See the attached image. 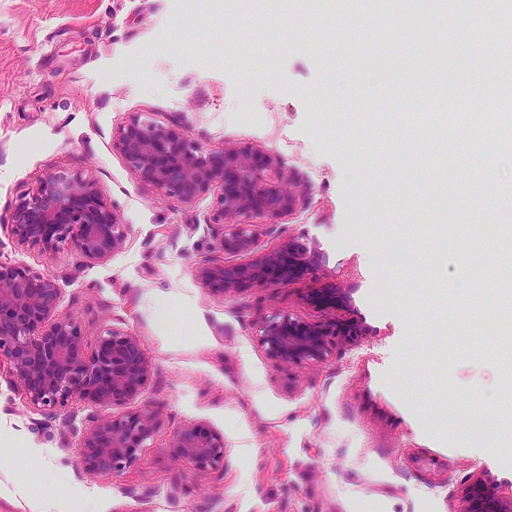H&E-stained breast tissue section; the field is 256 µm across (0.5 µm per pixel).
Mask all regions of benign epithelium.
Returning a JSON list of instances; mask_svg holds the SVG:
<instances>
[{
	"instance_id": "benign-epithelium-1",
	"label": "benign epithelium",
	"mask_w": 512,
	"mask_h": 512,
	"mask_svg": "<svg viewBox=\"0 0 512 512\" xmlns=\"http://www.w3.org/2000/svg\"><path fill=\"white\" fill-rule=\"evenodd\" d=\"M112 148L139 182L163 196L192 205L205 194H216L204 224L216 231L224 254L245 260L197 266L195 277L209 292L233 297L247 288H282L322 271L324 254L304 234L290 233L274 247L262 244L267 227L283 223L308 194L272 152L228 142L211 146L138 117L117 130ZM10 225L20 245L50 255L74 250L92 265L125 250L130 236V225L98 182L69 171L40 179L15 206ZM60 296L49 274L0 260V361L9 363L14 385L36 414L52 419L61 409L85 403L109 409L94 418L80 439L81 473L108 476L135 463L156 433L157 414L148 405L113 412L139 399L153 375V362L137 336L114 327L99 336L91 353H84L77 322L59 311ZM314 298L340 314L311 323L272 311L262 322L259 340L275 365L322 362L360 335L346 289H322ZM169 447L201 472L224 469V436L216 431L186 423ZM458 512H512V496L501 497L478 479Z\"/></svg>"
}]
</instances>
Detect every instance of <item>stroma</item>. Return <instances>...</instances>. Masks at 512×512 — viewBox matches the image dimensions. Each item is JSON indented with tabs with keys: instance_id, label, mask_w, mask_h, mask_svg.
Masks as SVG:
<instances>
[{
	"instance_id": "35a3bbf8",
	"label": "stroma",
	"mask_w": 512,
	"mask_h": 512,
	"mask_svg": "<svg viewBox=\"0 0 512 512\" xmlns=\"http://www.w3.org/2000/svg\"><path fill=\"white\" fill-rule=\"evenodd\" d=\"M279 0L225 11L221 0H0V259L54 276L60 310L85 349L109 327L138 336L154 373L138 399L158 414L140 459L119 473L78 477L80 437L100 407L29 412L0 364V512H454L476 477L512 495V454L462 440L453 423L499 416L505 375L491 320L448 280L482 275L458 254L497 251L492 204L456 210L447 193L502 185L512 174L489 137L494 181L466 140L438 149L445 177H423L410 147L434 126L397 123L443 95L466 96L499 62L497 13L481 40L434 26L442 55L418 58L408 38L413 0H363L340 33L316 37L319 12L269 20ZM360 92L342 93L336 64ZM141 116L207 144L261 146L312 194L284 224L329 258L319 276L283 288L213 294L195 278L224 254L203 228L215 197L188 205L140 184L112 148ZM96 179L130 226L123 252L93 266L76 252L22 246L9 222L51 172ZM463 224L457 249L440 228ZM347 288L364 334L326 360L287 370L265 356L259 326L274 310L329 317L314 290ZM170 307L160 325L153 301ZM224 436V468L200 472L169 442L184 423ZM182 491H171L173 482Z\"/></svg>"
}]
</instances>
